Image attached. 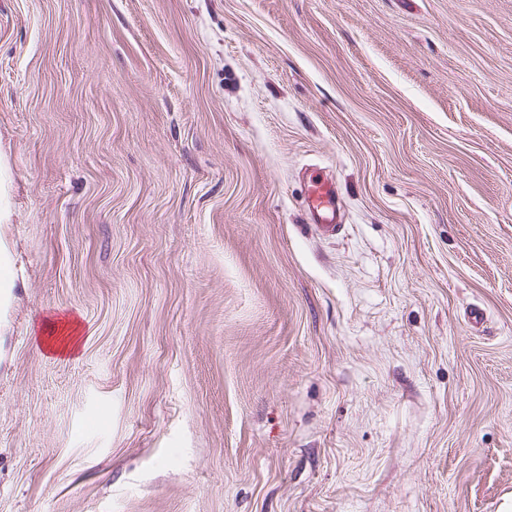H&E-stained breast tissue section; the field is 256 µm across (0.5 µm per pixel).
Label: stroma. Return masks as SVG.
<instances>
[{"label":"stroma","mask_w":512,"mask_h":512,"mask_svg":"<svg viewBox=\"0 0 512 512\" xmlns=\"http://www.w3.org/2000/svg\"><path fill=\"white\" fill-rule=\"evenodd\" d=\"M0 155V512L512 504V0H0ZM336 196V181L320 169L313 170L307 182V213L314 226L333 235H338L345 227L340 220ZM78 324L76 321L64 319L51 321L44 326L41 343L51 353L71 352L76 348L78 336Z\"/></svg>","instance_id":"1"}]
</instances>
